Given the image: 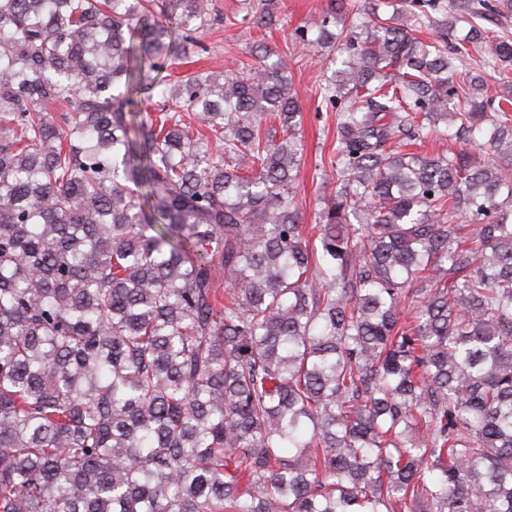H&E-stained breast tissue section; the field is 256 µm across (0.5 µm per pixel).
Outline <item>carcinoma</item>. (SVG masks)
<instances>
[{"mask_svg":"<svg viewBox=\"0 0 512 512\" xmlns=\"http://www.w3.org/2000/svg\"><path fill=\"white\" fill-rule=\"evenodd\" d=\"M152 6L0 0V512H512V41L455 35L512 0L315 21L347 106L313 224L266 48L135 123L214 21ZM442 120L487 157L408 149Z\"/></svg>","mask_w":512,"mask_h":512,"instance_id":"obj_1","label":"carcinoma"}]
</instances>
